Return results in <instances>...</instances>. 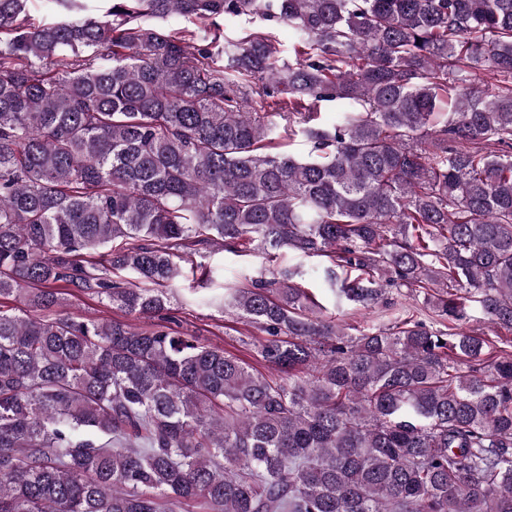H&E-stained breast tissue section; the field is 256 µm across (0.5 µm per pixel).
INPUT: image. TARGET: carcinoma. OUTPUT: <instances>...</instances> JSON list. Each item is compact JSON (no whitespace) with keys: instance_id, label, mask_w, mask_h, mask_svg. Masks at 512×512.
I'll list each match as a JSON object with an SVG mask.
<instances>
[{"instance_id":"cac0c4a2","label":"carcinoma","mask_w":512,"mask_h":512,"mask_svg":"<svg viewBox=\"0 0 512 512\" xmlns=\"http://www.w3.org/2000/svg\"><path fill=\"white\" fill-rule=\"evenodd\" d=\"M29 2L0 0V512H512V340L466 326L512 329V0ZM217 245L325 258L328 306L298 267L225 288L270 374L169 327ZM61 283L157 322L75 321Z\"/></svg>"}]
</instances>
